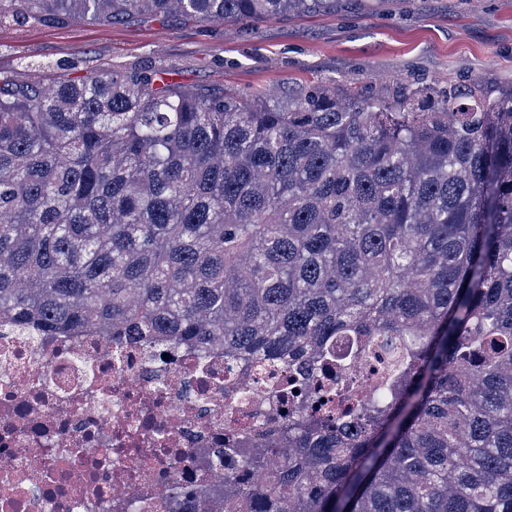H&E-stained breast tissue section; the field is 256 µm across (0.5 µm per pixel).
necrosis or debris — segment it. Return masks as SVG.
<instances>
[{"instance_id":"necrosis-or-debris-1","label":"necrosis or debris","mask_w":512,"mask_h":512,"mask_svg":"<svg viewBox=\"0 0 512 512\" xmlns=\"http://www.w3.org/2000/svg\"><path fill=\"white\" fill-rule=\"evenodd\" d=\"M277 394L224 349L115 350L96 330L47 336L0 320V512H115L135 475L138 512H191L177 488L201 491L227 473L199 466L224 439L228 413L261 421Z\"/></svg>"}]
</instances>
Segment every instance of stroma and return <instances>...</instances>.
Returning <instances> with one entry per match:
<instances>
[{"label": "stroma", "mask_w": 512, "mask_h": 512, "mask_svg": "<svg viewBox=\"0 0 512 512\" xmlns=\"http://www.w3.org/2000/svg\"><path fill=\"white\" fill-rule=\"evenodd\" d=\"M163 70L221 96H287L317 80L381 94L403 84H512V0H336L316 14L214 25L144 18L0 25V74L18 83L104 68Z\"/></svg>", "instance_id": "stroma-1"}]
</instances>
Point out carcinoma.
<instances>
[{
    "mask_svg": "<svg viewBox=\"0 0 512 512\" xmlns=\"http://www.w3.org/2000/svg\"><path fill=\"white\" fill-rule=\"evenodd\" d=\"M335 0H0V23L258 22ZM306 364L213 512H512V87L220 97L0 77V316ZM388 344L377 392L330 390ZM261 473L259 484L246 472Z\"/></svg>",
    "mask_w": 512,
    "mask_h": 512,
    "instance_id": "carcinoma-1",
    "label": "carcinoma"
}]
</instances>
